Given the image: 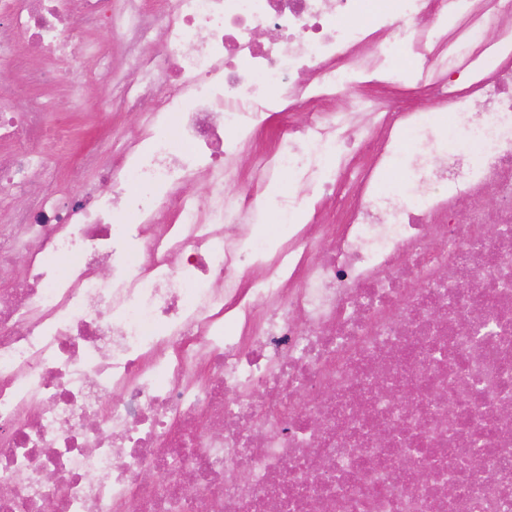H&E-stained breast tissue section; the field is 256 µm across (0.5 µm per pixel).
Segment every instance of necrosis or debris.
<instances>
[{"label": "necrosis or debris", "instance_id": "4bbe7bcc", "mask_svg": "<svg viewBox=\"0 0 512 512\" xmlns=\"http://www.w3.org/2000/svg\"><path fill=\"white\" fill-rule=\"evenodd\" d=\"M116 42L103 109L144 127L50 181ZM34 52L70 104L53 124L0 86V194L24 199L0 225V512H512V0H0V66L44 84ZM405 58L447 133L357 94ZM356 133L377 149L342 223H296ZM266 205L286 236L251 231Z\"/></svg>", "mask_w": 512, "mask_h": 512}]
</instances>
